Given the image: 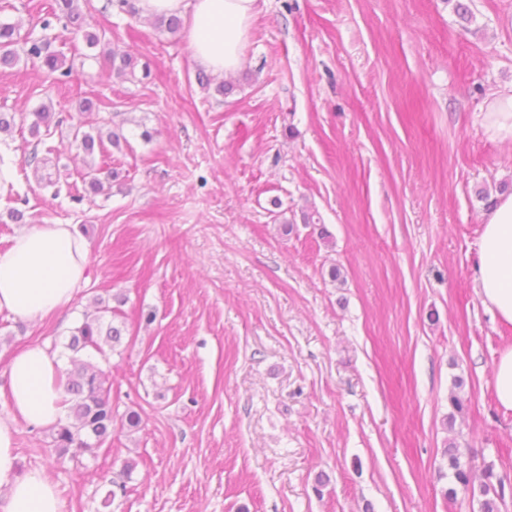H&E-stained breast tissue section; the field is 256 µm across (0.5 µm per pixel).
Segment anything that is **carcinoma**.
Here are the masks:
<instances>
[{"label":"carcinoma","instance_id":"carcinoma-1","mask_svg":"<svg viewBox=\"0 0 512 512\" xmlns=\"http://www.w3.org/2000/svg\"><path fill=\"white\" fill-rule=\"evenodd\" d=\"M50 14L59 20L65 21L72 27L80 28L82 9L80 0H54L50 6ZM155 27L162 32L176 35L181 31V20L176 16H161L155 19ZM19 39L14 26L0 24V65L7 67L16 64L19 55L15 46ZM26 55L31 59L39 60L44 67L51 72H58L62 77L71 75V69H62L61 58L49 51L47 43L41 40H28ZM102 57L106 64L112 67L113 73L119 77L135 75L136 61L127 53L110 45L102 51ZM74 140L80 142V146L87 154L94 153L95 149H104L105 143L113 146L120 145L121 135L110 131L107 136L102 132L92 135L82 130V123H77ZM118 312L108 306L96 308V314L84 315L83 323L75 328L65 348L73 357V368L66 374L65 393L69 396L71 422L58 423L53 427V440L55 447L61 452H72V457L90 452L101 446L111 435L112 426L116 421V415L112 411V403L109 398V389L105 388V373L76 358L78 354L97 353L105 355L100 343V338L112 342L116 346L121 344L126 331L125 323L114 321ZM448 469L454 480L462 486V489L472 490L470 470L466 469L460 461L458 449H448Z\"/></svg>","mask_w":512,"mask_h":512}]
</instances>
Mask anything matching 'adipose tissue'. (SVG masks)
<instances>
[{"mask_svg":"<svg viewBox=\"0 0 512 512\" xmlns=\"http://www.w3.org/2000/svg\"><path fill=\"white\" fill-rule=\"evenodd\" d=\"M144 15H179L195 60L211 72L237 70L258 0H138ZM478 294L498 317L512 324V196L483 216L478 242ZM88 280L87 249L69 224H41L21 230L0 251V311L28 322L68 307ZM55 353L36 343L7 366L14 418L48 427L67 412L58 382ZM0 512H64L54 484L39 472L18 471L11 421L0 420Z\"/></svg>","mask_w":512,"mask_h":512,"instance_id":"1","label":"adipose tissue"}]
</instances>
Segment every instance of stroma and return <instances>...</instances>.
Returning a JSON list of instances; mask_svg holds the SVG:
<instances>
[{
    "mask_svg": "<svg viewBox=\"0 0 512 512\" xmlns=\"http://www.w3.org/2000/svg\"><path fill=\"white\" fill-rule=\"evenodd\" d=\"M40 2L0 0V22L45 30L73 72L0 67V250L26 225H74L89 281L40 324L0 311V418L11 356L64 346L121 295L126 337L90 361L141 423L75 461L15 422L21 470L65 512H481V494L446 495L454 445L512 512L493 379L512 324L475 289L482 216L512 196V138L485 119L512 88V0H465L469 22L452 0H259L224 96L220 76L198 84L187 37L108 0L66 31ZM101 30L149 77L113 74L84 39ZM86 98L104 107L82 118ZM80 118L125 143L87 157ZM91 163L110 173L97 192ZM308 210L319 223H298Z\"/></svg>",
    "mask_w": 512,
    "mask_h": 512,
    "instance_id": "stroma-1",
    "label": "stroma"
}]
</instances>
